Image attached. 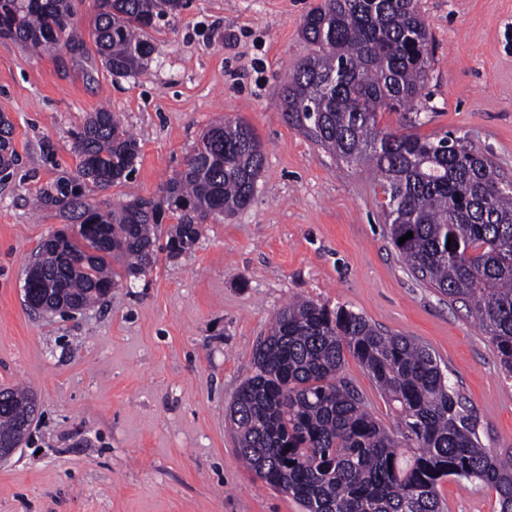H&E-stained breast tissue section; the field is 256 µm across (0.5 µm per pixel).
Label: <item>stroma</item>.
<instances>
[{"label":"stroma","mask_w":512,"mask_h":512,"mask_svg":"<svg viewBox=\"0 0 512 512\" xmlns=\"http://www.w3.org/2000/svg\"><path fill=\"white\" fill-rule=\"evenodd\" d=\"M320 0H193L159 22L146 70L113 77L94 43L55 58L0 39V113L17 162L0 180V387L33 388L29 438L0 464V512H300L241 463L229 404L288 301L309 298L417 337L465 398L483 445L512 456V383L477 320L416 282L390 244L372 166L334 158L285 122L281 86L311 47ZM434 53L416 132L471 142L512 178V0H418ZM106 108L136 133L135 177L105 206L158 197L220 117L259 136L265 163L249 207L202 225L190 254L160 255L70 315L24 302L38 242L64 228L33 218L39 189L76 173L70 133ZM343 377L387 427L391 413L354 359ZM445 512H496L495 491L443 481Z\"/></svg>","instance_id":"stroma-1"}]
</instances>
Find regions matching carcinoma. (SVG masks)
Instances as JSON below:
<instances>
[{
    "label": "carcinoma",
    "instance_id": "obj_1",
    "mask_svg": "<svg viewBox=\"0 0 512 512\" xmlns=\"http://www.w3.org/2000/svg\"><path fill=\"white\" fill-rule=\"evenodd\" d=\"M184 0H94L90 35L115 77L142 72L155 46L149 30ZM73 0H0V35L59 57L84 51ZM314 47L283 84L288 125L334 157L379 174L387 234L408 273L485 330L512 378V181L484 153L446 133L422 137L380 126L382 112L418 113L433 55L418 0H321L300 26ZM13 127L0 113V174L16 163ZM74 177L36 198L73 226L43 238L24 287L35 307L82 310L112 292L110 260L127 274L153 268L158 253L191 252L201 225L253 201L263 145L241 119L222 118L202 135L162 198L102 210L92 198L132 179L140 143L100 108L73 132ZM165 243L158 229L167 218ZM413 237L404 243L407 232ZM351 355L375 380L398 428L387 429L341 377ZM256 372L236 391L230 421L238 455L301 512H444L440 483L478 481L512 512V460L482 445L435 354L412 336L389 334L343 306L310 299L276 314L254 352ZM27 390L5 388L0 437L29 430Z\"/></svg>",
    "mask_w": 512,
    "mask_h": 512
}]
</instances>
